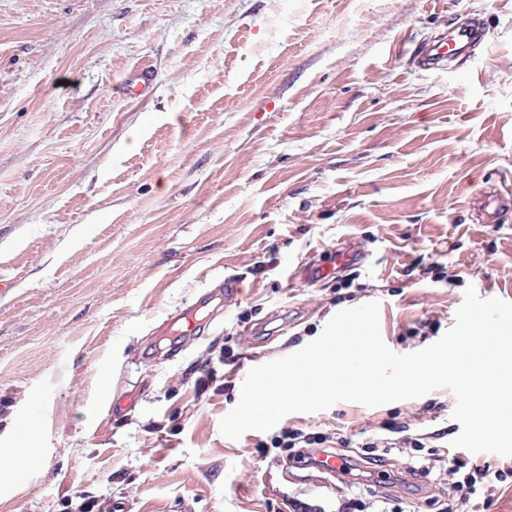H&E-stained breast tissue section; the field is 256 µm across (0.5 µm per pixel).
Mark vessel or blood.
Instances as JSON below:
<instances>
[{
    "mask_svg": "<svg viewBox=\"0 0 512 512\" xmlns=\"http://www.w3.org/2000/svg\"><path fill=\"white\" fill-rule=\"evenodd\" d=\"M485 37V25L480 16H472L466 21L456 22L433 39L417 46L411 61L423 71L444 68L448 61L478 47ZM157 80L154 65L143 64L133 68L129 77L119 87L126 98L148 100ZM366 253L360 243L349 241L341 244L331 254L329 261L305 265L300 275L309 281H318L360 265Z\"/></svg>",
    "mask_w": 512,
    "mask_h": 512,
    "instance_id": "b4317fda",
    "label": "vessel or blood"
}]
</instances>
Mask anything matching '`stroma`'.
<instances>
[{"mask_svg":"<svg viewBox=\"0 0 512 512\" xmlns=\"http://www.w3.org/2000/svg\"><path fill=\"white\" fill-rule=\"evenodd\" d=\"M482 15L485 44L437 72L412 47ZM143 63L146 103L117 86ZM512 195V0H0V512H58L83 490L124 512H334L347 487L278 455L266 431L220 421L255 366L376 301L394 352L438 340L467 288L512 302V221L487 224L478 191ZM365 243L360 287L300 266ZM444 263L450 281L405 268ZM239 299L174 360L145 355L157 328L223 278ZM273 323L265 343L245 329ZM238 359L200 395L213 349ZM130 401L119 418L108 404ZM439 390L370 408L339 402L281 424L341 438L346 454L389 419L428 434L444 462L418 485L377 487L433 512L456 461Z\"/></svg>","mask_w":512,"mask_h":512,"instance_id":"obj_1","label":"stroma"}]
</instances>
